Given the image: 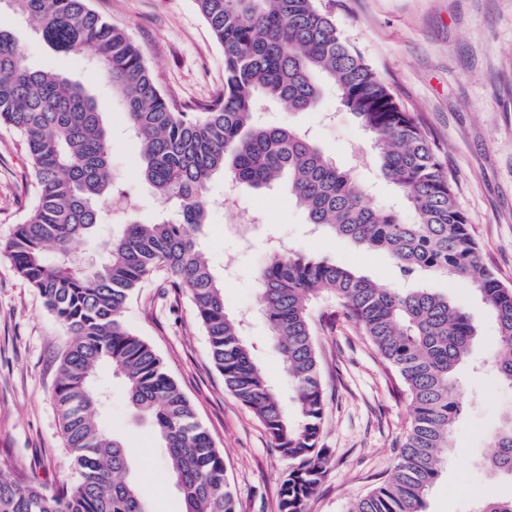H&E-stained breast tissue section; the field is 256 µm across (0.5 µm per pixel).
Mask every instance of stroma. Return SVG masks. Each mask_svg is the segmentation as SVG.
Returning <instances> with one entry per match:
<instances>
[{
	"mask_svg": "<svg viewBox=\"0 0 512 512\" xmlns=\"http://www.w3.org/2000/svg\"><path fill=\"white\" fill-rule=\"evenodd\" d=\"M343 37L381 74L395 98L413 113L436 157L454 180L457 201L485 264L512 288V0H321ZM143 49L162 91L177 106L193 107L224 91V53L195 0H91ZM0 26L11 28L27 65L61 73L83 85L106 109L112 131V171L120 185L106 204L103 233H116L127 212L146 224L165 211L138 170L140 146L122 115L120 98L89 66L88 53L64 54L17 22L0 0ZM259 122L309 131L321 149L368 187L372 204L413 214L372 161L365 128L326 89L319 107L291 112L270 105ZM208 222L200 245L224 285V306L242 318V336L255 363L286 407L292 393L281 353L258 313L257 270L278 241L296 252L352 269L377 284L446 294L477 329L468 361L457 370L464 407L453 450L427 497V512H473L481 497H511L512 479L484 465L490 435L512 407V388L487 369L498 341L495 317L463 279L403 278L386 252L314 231L284 184L253 191L222 176L209 184ZM36 198L30 160L15 131L0 126V245L11 239ZM310 318L322 379L326 416L319 445L328 472L306 512H346L391 472L410 425L409 401L360 326L335 299L312 302ZM125 325L163 358L194 406L199 422L224 455L225 476L238 512H276L291 463L280 455L264 424L224 387L208 338L188 295L156 276L137 289ZM70 341L38 291L0 253V472L52 488L75 485L54 392ZM98 382L111 398L98 416L102 429L121 435L133 450L150 512H184L165 451L129 405L111 369Z\"/></svg>",
	"mask_w": 512,
	"mask_h": 512,
	"instance_id": "1",
	"label": "stroma"
}]
</instances>
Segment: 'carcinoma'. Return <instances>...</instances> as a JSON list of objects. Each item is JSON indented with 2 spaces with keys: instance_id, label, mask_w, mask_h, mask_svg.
Returning <instances> with one entry per match:
<instances>
[{
  "instance_id": "obj_1",
  "label": "carcinoma",
  "mask_w": 512,
  "mask_h": 512,
  "mask_svg": "<svg viewBox=\"0 0 512 512\" xmlns=\"http://www.w3.org/2000/svg\"><path fill=\"white\" fill-rule=\"evenodd\" d=\"M8 2L53 49H94L99 75L122 99L139 140L141 176L176 209L155 224L127 221L104 240L97 264L81 261L75 246L104 225L116 188L104 109L68 77L26 66L21 44L1 27L0 125L20 134L37 182L36 202L4 252L72 336L55 404L78 480L47 493L1 476L0 512H147L132 477V449L97 423L104 396L92 379L103 364L122 379L131 407L166 448L185 512H237L223 455L161 356L122 322L135 290L158 271L189 294L224 387L263 422L279 453L296 462L281 485L278 512H305L329 467L326 449L318 447L325 388L308 305L320 295L335 297L397 374L412 408L389 477L347 512H426L462 405L455 370L475 336L467 314L428 288H389L324 259L272 251L256 279L293 391L290 416L253 361L241 321L226 312L224 288L198 240L209 210L206 187L216 174L254 189L286 177L313 226L386 251L405 276L426 271L468 281L496 318L493 363L499 381L512 387V288L484 265L452 179L414 115L319 0H196L224 50V93L197 110L174 107L141 47L90 0ZM328 85L371 133L379 175L407 200L412 222L373 206L308 132L254 121L264 101L311 111ZM492 445L490 471L512 478V409ZM477 512H512V497L482 500Z\"/></svg>"
}]
</instances>
